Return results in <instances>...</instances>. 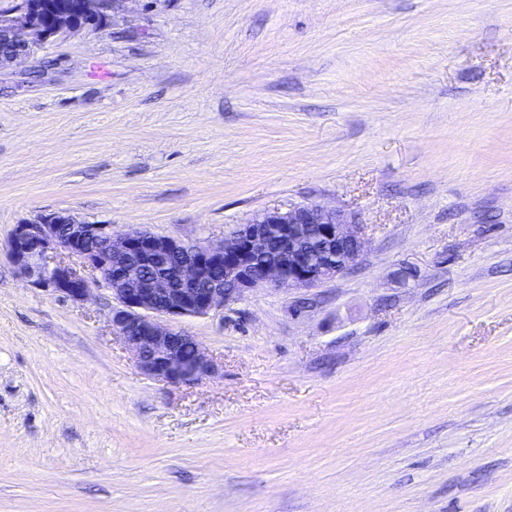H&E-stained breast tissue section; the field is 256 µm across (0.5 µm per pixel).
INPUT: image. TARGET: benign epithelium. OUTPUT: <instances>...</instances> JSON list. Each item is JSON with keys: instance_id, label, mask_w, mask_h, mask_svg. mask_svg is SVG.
Segmentation results:
<instances>
[{"instance_id": "benign-epithelium-1", "label": "benign epithelium", "mask_w": 512, "mask_h": 512, "mask_svg": "<svg viewBox=\"0 0 512 512\" xmlns=\"http://www.w3.org/2000/svg\"><path fill=\"white\" fill-rule=\"evenodd\" d=\"M118 0H11L0 10V71L34 57L50 40L107 21ZM363 225L315 201L271 209L219 244L190 247L169 237L78 222L47 212L14 226L7 255L34 288L73 301L109 291L112 332L146 376L193 385L217 365L201 344L171 325L224 308L258 287L310 289L351 270L363 257Z\"/></svg>"}]
</instances>
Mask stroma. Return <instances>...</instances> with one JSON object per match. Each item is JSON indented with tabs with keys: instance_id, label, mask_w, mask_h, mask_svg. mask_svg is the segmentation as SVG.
<instances>
[{
	"instance_id": "1",
	"label": "stroma",
	"mask_w": 512,
	"mask_h": 512,
	"mask_svg": "<svg viewBox=\"0 0 512 512\" xmlns=\"http://www.w3.org/2000/svg\"><path fill=\"white\" fill-rule=\"evenodd\" d=\"M311 200L364 256L181 319L195 385L5 253ZM0 512H512V0H119L0 72Z\"/></svg>"
}]
</instances>
